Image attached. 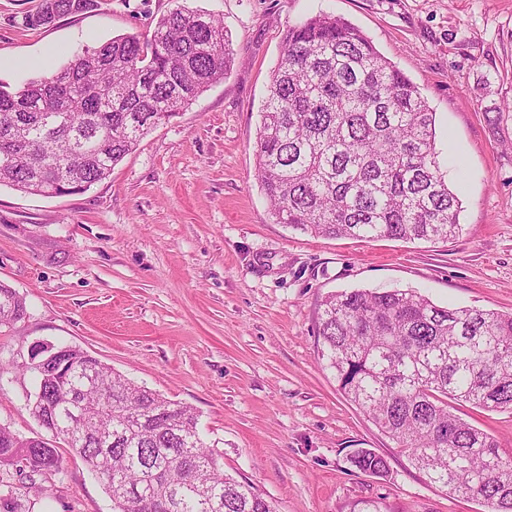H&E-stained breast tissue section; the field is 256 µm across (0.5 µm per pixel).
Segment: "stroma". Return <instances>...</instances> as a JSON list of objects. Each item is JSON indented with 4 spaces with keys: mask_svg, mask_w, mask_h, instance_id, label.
I'll return each mask as SVG.
<instances>
[{
    "mask_svg": "<svg viewBox=\"0 0 512 512\" xmlns=\"http://www.w3.org/2000/svg\"><path fill=\"white\" fill-rule=\"evenodd\" d=\"M38 0H0V84L19 87L84 46L148 34L171 0H98L35 31ZM223 20L228 75L160 124L84 192L0 186V283L25 318L0 328V425L50 439L32 416L39 343L75 346L132 382L193 407L224 471L277 512H486L411 464L340 391L317 336L322 301L415 290L441 306L512 313V0H187ZM345 18L419 86L436 114L447 180L462 203L448 242L317 237L277 223L255 176L260 111L288 26ZM454 415L512 454V414ZM60 471L0 467L17 512H112L89 466L57 443ZM381 476L355 469L358 449ZM350 462L359 471L378 476L387 473L388 469L385 458L369 449H361L355 452L350 457Z\"/></svg>",
    "mask_w": 512,
    "mask_h": 512,
    "instance_id": "stroma-1",
    "label": "stroma"
}]
</instances>
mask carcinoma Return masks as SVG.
Listing matches in <instances>:
<instances>
[{"mask_svg": "<svg viewBox=\"0 0 512 512\" xmlns=\"http://www.w3.org/2000/svg\"><path fill=\"white\" fill-rule=\"evenodd\" d=\"M98 0H40L35 30ZM229 36L211 14L178 5L151 35H119L49 77L0 85V185L80 193L164 120L227 75ZM261 189L280 224L317 236L453 240L461 202L436 150L435 113L419 87L349 21L316 14L288 26L255 145ZM26 303L0 283V327ZM321 355L343 393L450 493L512 512V456L453 415L448 402L512 412V314L441 307L414 291L328 296ZM31 411L86 462L114 503L135 512H275L221 471L193 409L138 386L71 346L36 371ZM58 471L56 449L0 428V465ZM356 469L387 472L361 449Z\"/></svg>", "mask_w": 512, "mask_h": 512, "instance_id": "cac0c4a2", "label": "carcinoma"}]
</instances>
